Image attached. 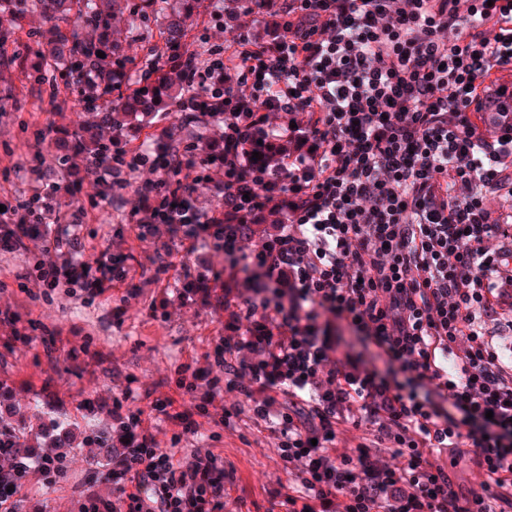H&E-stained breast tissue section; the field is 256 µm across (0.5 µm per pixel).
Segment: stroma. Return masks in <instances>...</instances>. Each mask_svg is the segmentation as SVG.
Instances as JSON below:
<instances>
[{"mask_svg":"<svg viewBox=\"0 0 512 512\" xmlns=\"http://www.w3.org/2000/svg\"><path fill=\"white\" fill-rule=\"evenodd\" d=\"M10 26L18 48L26 52L28 65L0 70V201L28 197L32 185L28 161L33 153L50 161L56 156L51 142L34 139L33 129L53 124L65 129L76 119L73 98L61 94L52 102L36 95L29 80L30 65L44 54L30 45L28 19L15 18ZM139 26L140 19L130 11L128 0H117L112 38L141 59L160 49L162 41L159 21H151L149 37L140 41L134 38ZM121 201L120 210L109 217L88 205L82 209L83 262L94 263L106 241L117 233L133 256L125 283L106 286L95 297L77 288L41 287L18 257L0 253V317L8 314L43 322L55 337L54 352L49 355L39 338L15 341L0 326V355L9 362L8 368H0V382L12 388L19 405H27L47 386L72 415L79 416L85 400L109 403L112 393L121 391L132 376L138 387L171 399L174 411L189 408V395L174 383L175 370L182 364L203 362L211 339L223 330L224 314L218 307L184 302L174 290L173 279L183 272L195 277L207 273L199 254H185L180 241L171 244L167 276L149 283L154 249L139 240L124 219L136 204L135 195L123 191ZM132 284L139 286L138 295L129 294ZM138 405L144 427L162 448L184 452L203 447L223 457L232 473L227 486L230 512H268V491L282 472L267 437L256 432L243 440L203 418L196 436L176 444L172 438L177 426L156 419L148 410V399H140ZM80 454L82 464L68 462L55 485L47 487L30 479L21 512H81L89 494L111 501L109 463L94 448L81 449Z\"/></svg>","mask_w":512,"mask_h":512,"instance_id":"35a3bbf8","label":"stroma"}]
</instances>
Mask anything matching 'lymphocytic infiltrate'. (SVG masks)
I'll return each mask as SVG.
<instances>
[{
    "instance_id": "f902f5d3",
    "label": "lymphocytic infiltrate",
    "mask_w": 512,
    "mask_h": 512,
    "mask_svg": "<svg viewBox=\"0 0 512 512\" xmlns=\"http://www.w3.org/2000/svg\"><path fill=\"white\" fill-rule=\"evenodd\" d=\"M214 20L224 54L194 78L224 104L215 165L236 208L152 205L164 182L143 176L138 147L112 169L121 187L138 177V239L196 246L193 225L224 230V333L204 366L176 370L199 401L175 415L157 397L151 412L185 436L200 417L265 432L284 512H512V352L490 327L512 310V112L488 137L481 98L512 70V7L239 0ZM259 141L270 153L255 164ZM345 328L388 372L344 346ZM136 400L112 398L113 500L84 512H228L223 457L160 448ZM464 455L481 475L466 494L448 476ZM65 461L0 448V507Z\"/></svg>"
}]
</instances>
